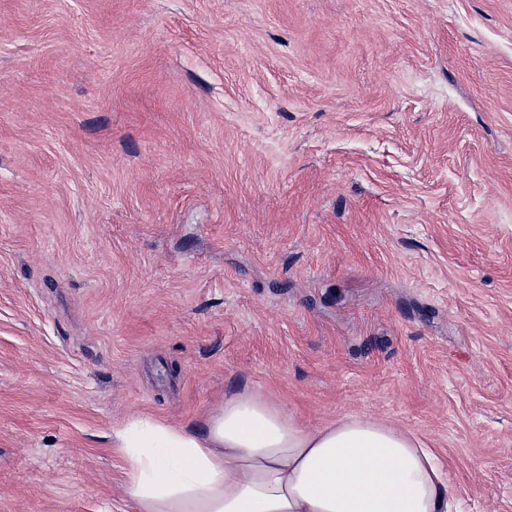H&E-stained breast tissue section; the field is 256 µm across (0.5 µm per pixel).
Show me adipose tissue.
Listing matches in <instances>:
<instances>
[{
  "label": "adipose tissue",
  "mask_w": 512,
  "mask_h": 512,
  "mask_svg": "<svg viewBox=\"0 0 512 512\" xmlns=\"http://www.w3.org/2000/svg\"><path fill=\"white\" fill-rule=\"evenodd\" d=\"M136 512H452L450 479L416 432L346 416L316 429L244 392L203 431L152 417L116 433Z\"/></svg>",
  "instance_id": "obj_1"
}]
</instances>
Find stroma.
Returning a JSON list of instances; mask_svg holds the SVG:
<instances>
[{"label":"stroma","instance_id":"35a3bbf8","mask_svg":"<svg viewBox=\"0 0 512 512\" xmlns=\"http://www.w3.org/2000/svg\"><path fill=\"white\" fill-rule=\"evenodd\" d=\"M243 391L512 512V0H0V512Z\"/></svg>","mask_w":512,"mask_h":512}]
</instances>
